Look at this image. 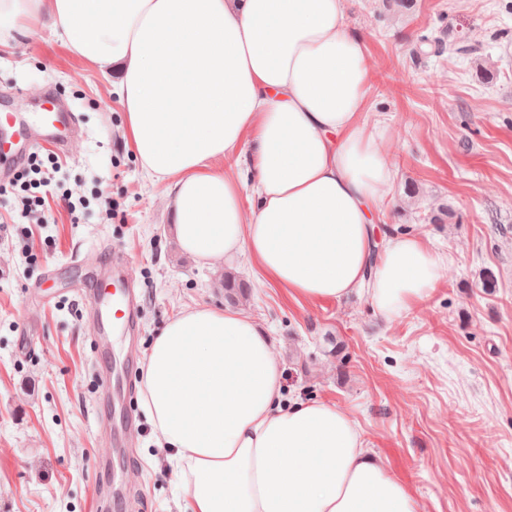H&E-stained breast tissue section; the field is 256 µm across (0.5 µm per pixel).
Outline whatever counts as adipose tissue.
<instances>
[{
	"label": "adipose tissue",
	"instance_id": "ef3b65f1",
	"mask_svg": "<svg viewBox=\"0 0 512 512\" xmlns=\"http://www.w3.org/2000/svg\"><path fill=\"white\" fill-rule=\"evenodd\" d=\"M346 13L347 0H0V36L48 29L116 74L124 135L165 183L191 259L249 255L307 301L364 283L392 315L430 295L443 260L415 236L376 240L396 171L363 119L365 47ZM282 384L243 311L196 306L156 336L139 402L185 512H423L351 413L283 404Z\"/></svg>",
	"mask_w": 512,
	"mask_h": 512
}]
</instances>
